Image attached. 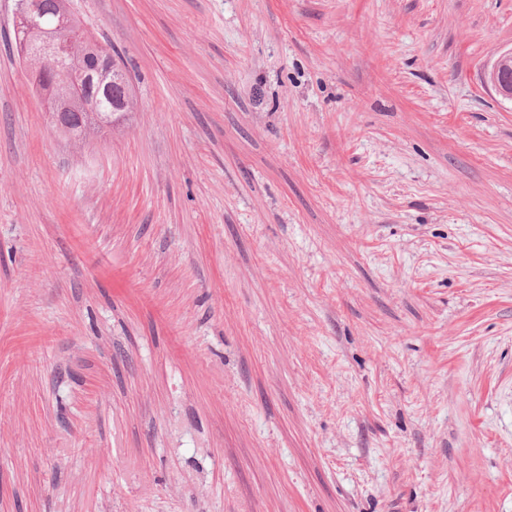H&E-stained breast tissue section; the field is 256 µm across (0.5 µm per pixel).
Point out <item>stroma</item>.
Returning a JSON list of instances; mask_svg holds the SVG:
<instances>
[{"label":"stroma","mask_w":512,"mask_h":512,"mask_svg":"<svg viewBox=\"0 0 512 512\" xmlns=\"http://www.w3.org/2000/svg\"><path fill=\"white\" fill-rule=\"evenodd\" d=\"M0 0V512H512V0ZM42 1L15 0V26L17 29L25 28L36 32L39 29L37 18L41 14ZM71 17L66 8H61L57 13V19L52 36L44 40L39 50L36 52L38 62L31 68L29 73L32 83L36 86L43 78L42 67L46 62L59 60L66 54L73 51ZM90 41L92 42L79 45L74 55L63 63H57L56 65L47 64L45 68L56 83H59V81L70 72L91 70L94 63L99 67L98 69L103 81H105L107 77L110 78L106 85L112 82V76H117L115 82H112V89L109 91L108 97L106 98L108 100H112V105H115L118 108L122 107L124 104L127 105V112H112V124L114 125V123H116L115 126H118L126 120V117L133 108V99H136L131 91L130 81L127 76V66L123 57L118 52L113 51V56L109 52L112 59L109 57H103L101 54H98V52H100L101 45L94 42L92 39H90ZM101 47L107 51L104 46ZM96 54H98V57H96L95 62V57L93 56ZM119 72L125 76V80L119 76ZM486 82L505 99L512 100V51L501 54L485 73ZM83 80L82 73H74L69 80L56 86L53 94L46 98L48 110L60 113L53 115L56 127L75 141L83 140L90 131L103 128V124L106 123L104 118L106 112H86V106L82 102H75L64 112H59V106L62 102L83 97ZM90 113L95 115H90Z\"/></svg>","instance_id":"stroma-1"}]
</instances>
